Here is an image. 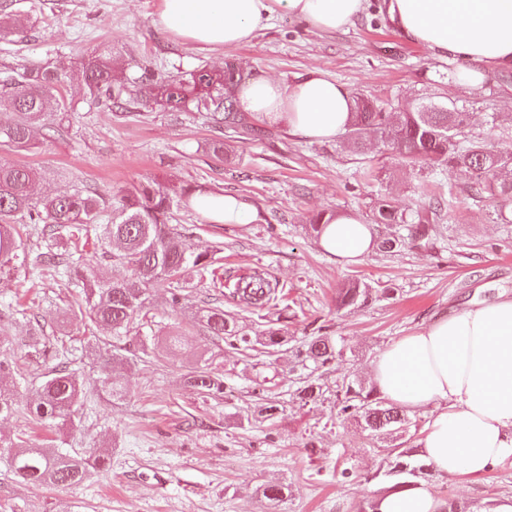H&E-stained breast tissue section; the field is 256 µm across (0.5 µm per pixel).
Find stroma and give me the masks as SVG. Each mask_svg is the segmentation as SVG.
Here are the masks:
<instances>
[{
	"mask_svg": "<svg viewBox=\"0 0 512 512\" xmlns=\"http://www.w3.org/2000/svg\"><path fill=\"white\" fill-rule=\"evenodd\" d=\"M24 33L0 39V73L45 62L68 68L111 49L133 75L149 65L179 77L238 59L249 76L295 79L317 65L359 95L391 108L407 102H454L470 114L469 135L512 150V66L489 67L479 86L459 83L464 60L437 57L409 41L390 21L383 0H367L354 23L333 33L312 30L300 18L274 16L250 44L216 54L166 34L156 22V0H16ZM75 119L68 135L41 148H0V162L25 164L43 174L41 196L92 189L104 200L151 181L175 195L172 221L186 246L210 251L224 277L261 267L284 285L276 305L252 310L211 287L209 278L187 276L179 303L168 288L151 289L130 333L107 337L75 320L80 294L41 270V225L25 222V261L0 271V339L11 363L14 413L0 417V437L50 442L74 459L103 448L107 459L78 482L58 486L19 481L0 459V512H357L392 480V454L419 462L423 411L407 413L406 426L378 433L363 421L338 415L336 386L368 379L376 356L391 342L453 310L512 294V223L497 220L488 203L474 199L467 180L453 169L427 163L408 167L379 143L363 153L343 135L314 142L279 125L262 124L258 136L216 129L200 112H173L149 105L129 112L99 108L86 91L69 86ZM223 141V156L210 146ZM453 187L455 199L430 192L431 182ZM207 187L245 201L256 213L247 224L207 222L180 188ZM430 210L432 242L390 252L374 250L363 262L341 267L318 247L308 217L318 210L357 216L376 224V203ZM378 237L407 236L406 227L376 224ZM356 280L370 290L367 302L338 307L336 292ZM222 307L244 333L268 327L287 339L282 352L235 348L215 340L191 321L192 311ZM43 327L46 350L30 346L29 322ZM185 338L182 349L164 344ZM330 336L341 353L317 368L302 366L296 352L312 337ZM83 372L84 394L72 423L41 427L26 409L38 382L58 360ZM209 366L224 379L223 395L207 396L186 382ZM323 395L303 404L295 398L305 379ZM123 386L114 396L111 383ZM282 405L274 419L262 406ZM438 497L456 512H483L512 497V463L480 476L444 478L423 471ZM281 485V501L262 489Z\"/></svg>",
	"mask_w": 512,
	"mask_h": 512,
	"instance_id": "1",
	"label": "stroma"
}]
</instances>
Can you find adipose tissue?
I'll return each instance as SVG.
<instances>
[{"label": "adipose tissue", "instance_id": "1", "mask_svg": "<svg viewBox=\"0 0 512 512\" xmlns=\"http://www.w3.org/2000/svg\"><path fill=\"white\" fill-rule=\"evenodd\" d=\"M367 0H157L161 28L202 49L251 43L279 14L312 29L336 32L353 24ZM400 32L433 54L512 66V0H389ZM239 108L292 135L323 141L352 119L350 91L313 68L295 80L257 76L237 92ZM190 206L218 224H246L254 213L217 191L192 195ZM374 225L344 214L330 218L319 248L337 265L362 262L377 246ZM370 377L389 404L424 409L421 459L442 477L479 476L512 460V297L466 306L400 337L381 351ZM432 486L394 489L375 512H446Z\"/></svg>", "mask_w": 512, "mask_h": 512}]
</instances>
